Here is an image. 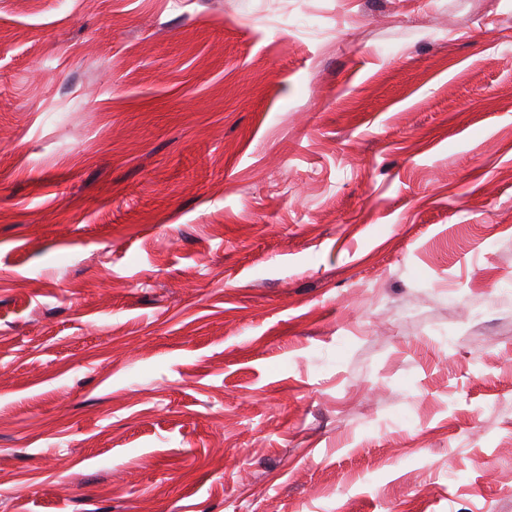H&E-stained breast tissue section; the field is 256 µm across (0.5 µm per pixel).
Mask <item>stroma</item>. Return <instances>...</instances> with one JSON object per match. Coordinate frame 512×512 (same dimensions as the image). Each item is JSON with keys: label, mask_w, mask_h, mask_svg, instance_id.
<instances>
[{"label": "stroma", "mask_w": 512, "mask_h": 512, "mask_svg": "<svg viewBox=\"0 0 512 512\" xmlns=\"http://www.w3.org/2000/svg\"><path fill=\"white\" fill-rule=\"evenodd\" d=\"M0 512H512V0H0Z\"/></svg>", "instance_id": "stroma-1"}]
</instances>
